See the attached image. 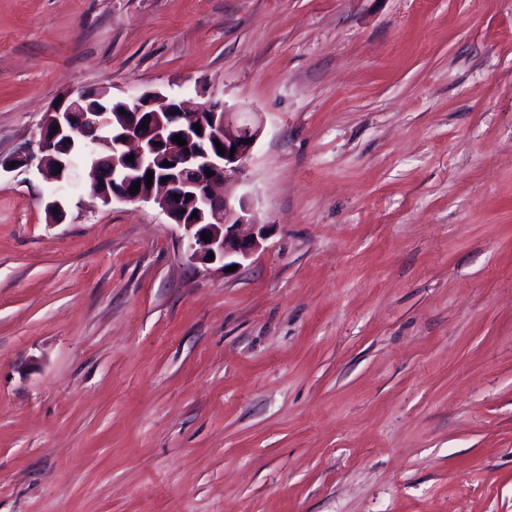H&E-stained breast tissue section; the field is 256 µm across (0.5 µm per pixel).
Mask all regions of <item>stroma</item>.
I'll return each mask as SVG.
<instances>
[{
	"label": "stroma",
	"instance_id": "35a3bbf8",
	"mask_svg": "<svg viewBox=\"0 0 512 512\" xmlns=\"http://www.w3.org/2000/svg\"><path fill=\"white\" fill-rule=\"evenodd\" d=\"M105 81L260 113L268 232L0 170V512H512V0H0V159Z\"/></svg>",
	"mask_w": 512,
	"mask_h": 512
}]
</instances>
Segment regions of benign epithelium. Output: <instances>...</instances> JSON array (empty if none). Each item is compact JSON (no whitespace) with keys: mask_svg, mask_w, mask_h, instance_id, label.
I'll return each mask as SVG.
<instances>
[{"mask_svg":"<svg viewBox=\"0 0 512 512\" xmlns=\"http://www.w3.org/2000/svg\"><path fill=\"white\" fill-rule=\"evenodd\" d=\"M262 129L258 113L229 108L220 100L195 104L148 92L126 102L114 99L104 83L51 108L38 129V151L17 157L16 163L34 164L59 183L79 164L89 166L95 199L104 205L115 199L157 205L184 229L191 259L209 264L212 253L225 269L250 259L266 238L268 225L256 221L250 195L238 193L245 160ZM177 135L186 145L173 141ZM209 170L213 175H207ZM136 182L140 191L132 194Z\"/></svg>","mask_w":512,"mask_h":512,"instance_id":"obj_1","label":"benign epithelium"}]
</instances>
